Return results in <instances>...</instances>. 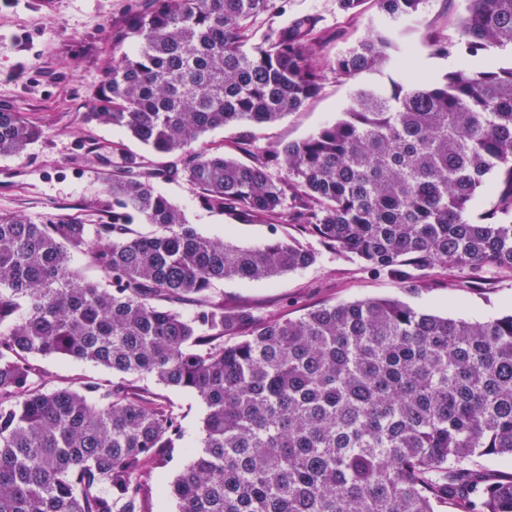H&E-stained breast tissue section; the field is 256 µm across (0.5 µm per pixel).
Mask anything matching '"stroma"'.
<instances>
[{
  "mask_svg": "<svg viewBox=\"0 0 512 512\" xmlns=\"http://www.w3.org/2000/svg\"><path fill=\"white\" fill-rule=\"evenodd\" d=\"M149 5L150 0H0V106L23 112L41 130L23 158L0 156V210L35 222L51 212L86 218L112 200V166L119 155L114 146H122V152L137 156L146 167L157 164L145 145L125 133L80 120L87 104L102 94L104 74L112 62L113 24ZM276 5L274 14L256 21L255 35L284 27L298 16H317L327 41L319 62L322 88L303 110L281 120L218 127L201 137V145L246 164L258 152L302 140L335 122L358 87L389 82L385 70L350 80L336 78L330 70L338 54L371 34L375 8L349 15L338 9L336 0H276ZM245 138L251 143L247 150L241 147ZM153 185L203 236L241 247L275 236L302 237L294 224H241L209 211L185 182L157 179ZM304 239L318 254L316 263L270 282L216 283L225 304L248 306L262 319L296 318L323 305L402 296L413 307L452 319L483 321L512 312L511 272L489 266L476 279L465 270L435 269L422 275L418 293L407 297L399 280L387 272L370 270L355 256L339 254L316 238ZM32 362L50 389L120 380L105 367L73 358L36 356ZM139 385L173 403L182 415L185 444L172 449L165 465L156 469L146 499V512H178L168 487L199 450L206 409L196 395L166 388L154 379H141Z\"/></svg>",
  "mask_w": 512,
  "mask_h": 512,
  "instance_id": "1",
  "label": "stroma"
}]
</instances>
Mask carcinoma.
I'll list each match as a JSON object with an SVG mask.
<instances>
[{"instance_id":"1","label":"carcinoma","mask_w":512,"mask_h":512,"mask_svg":"<svg viewBox=\"0 0 512 512\" xmlns=\"http://www.w3.org/2000/svg\"><path fill=\"white\" fill-rule=\"evenodd\" d=\"M151 2L113 25L104 92L82 118L170 161L122 156L94 224L0 211V512H144L162 449L183 429L133 377L206 406L201 452L171 485L178 512H512V479L488 483L473 467L512 457V313L467 321L366 299L258 319L214 283L269 282L317 253L296 239L204 237L152 184L179 178L243 224H296L406 293L435 268L512 271V67L489 61L512 47V0H469L456 41L416 25L425 0H374L389 23L331 62L336 77L404 72L420 43L483 64L360 88L336 122L249 165L193 145L318 94V19L255 42L274 0ZM40 135L0 106V155L21 157ZM73 252L96 278L69 266ZM34 356L90 361L122 381L47 390Z\"/></svg>"}]
</instances>
